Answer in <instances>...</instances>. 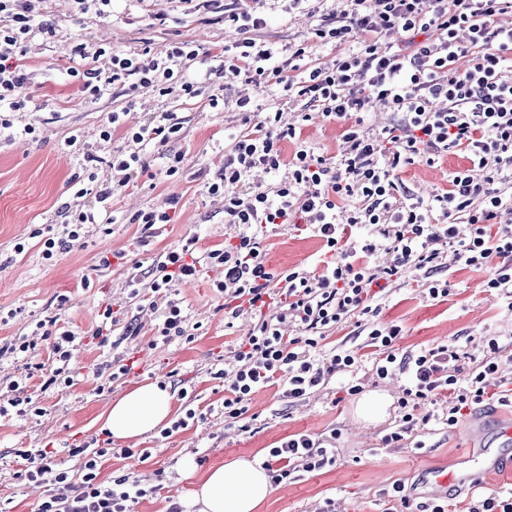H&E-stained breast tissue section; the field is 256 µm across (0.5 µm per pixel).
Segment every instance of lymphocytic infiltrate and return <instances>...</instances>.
Returning a JSON list of instances; mask_svg holds the SVG:
<instances>
[{
  "instance_id": "1",
  "label": "lymphocytic infiltrate",
  "mask_w": 512,
  "mask_h": 512,
  "mask_svg": "<svg viewBox=\"0 0 512 512\" xmlns=\"http://www.w3.org/2000/svg\"><path fill=\"white\" fill-rule=\"evenodd\" d=\"M509 12L512 0H349L347 11L311 31L316 40L339 46L334 66L315 67L301 77L293 69L305 48L285 50L258 41L256 34L266 25L261 14L225 12V26L236 33L224 49L225 68L244 74L258 88L280 87L307 105L295 124L283 122L278 111L255 122L249 99L239 100L242 121L250 130L233 136L223 170L208 184L210 194L224 197L225 223L240 228L236 242L200 258L190 238L181 249L163 253L151 269V288L164 302L158 329L162 340L185 334L183 310L172 296L175 284L198 279L208 266L224 273L215 286L228 299L225 318L254 317L237 350L236 367L214 373L224 382L225 425L250 431L248 401L269 384L280 383L283 397L297 402L333 375L350 371L357 360L354 352L338 351L325 363L314 358L317 337L352 316L369 314L380 282L420 271L428 280L429 296L436 299L449 292L443 277L447 252L477 268L489 266L492 256L512 255V224L501 219L512 210V197L495 188V174L488 169L492 159L512 163V81L502 77L503 67L512 62V27L496 23ZM0 13L7 17L0 25V105L15 112L25 106L31 83L21 58L36 32H50L51 26H35L25 0H0ZM394 34L407 40L408 51L393 48L388 38ZM104 53V48L85 43L67 49V73L88 98H102L132 75L140 86L163 96L196 94L193 84L180 77L198 57L192 43L162 54L146 47L113 55L106 72L96 66ZM379 103L393 108L399 119L378 136L366 135L365 116ZM314 109L340 124L345 144L341 157L314 154L303 140L302 125ZM179 131L166 113L132 131L136 150L112 163L121 174L118 187L127 185L128 174L142 169L140 147L167 144ZM287 141L295 147L288 161L281 154ZM456 150L466 153L471 166L449 173L446 192L411 201L399 196L396 171L418 157L431 165ZM283 168L288 171L285 179L246 189L255 171L275 174ZM267 224L310 232L322 240L327 256L315 271L273 274L253 234L255 227ZM366 225L381 227L390 242L385 266L368 262L377 246L359 236ZM289 319L298 323L302 336H285L283 325ZM400 333L396 325L367 329L368 346L381 354L377 376H406L398 399L403 428L387 435V442L401 441L414 426L430 422V415L419 412L422 402L439 405L442 422L453 426L464 411L492 396L489 379L499 375L503 364L497 339H485L484 357L467 371L449 345L396 354ZM80 453L83 469L72 476L55 469L46 450L20 451L25 479L65 487L62 493L50 492L38 512H131L145 497V489L125 475L108 488L97 483L105 449L85 445ZM335 463V453L323 440L296 433L269 448L262 466L279 484Z\"/></svg>"
}]
</instances>
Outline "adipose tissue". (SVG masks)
<instances>
[{
	"mask_svg": "<svg viewBox=\"0 0 512 512\" xmlns=\"http://www.w3.org/2000/svg\"><path fill=\"white\" fill-rule=\"evenodd\" d=\"M170 407L166 389L156 383L143 384L113 402L104 426L115 438H136L161 425ZM272 492L265 471L240 458L211 468L193 501L200 504V512H257Z\"/></svg>",
	"mask_w": 512,
	"mask_h": 512,
	"instance_id": "1",
	"label": "adipose tissue"
}]
</instances>
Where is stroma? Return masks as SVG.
I'll return each instance as SVG.
<instances>
[{"label": "stroma", "instance_id": "stroma-1", "mask_svg": "<svg viewBox=\"0 0 512 512\" xmlns=\"http://www.w3.org/2000/svg\"><path fill=\"white\" fill-rule=\"evenodd\" d=\"M236 10H257L267 20L259 37L280 47L304 45L309 62L329 67L336 60L334 46L312 40L310 31L322 15L345 10V0H313L310 10L289 9L288 0H223ZM36 20L52 22L53 34L36 36L24 59L32 76L29 100L11 113V128L0 130V392L10 381L25 379L24 395L33 398L39 414L0 417V512H35L48 493L18 477L16 452L53 450L58 469L76 474L83 459L71 455L79 444L108 442L112 454L102 458L97 480L111 485L126 475L152 491L134 504V512H165L169 501L190 503L207 471L234 459L259 462L266 448L294 434L314 437L337 433L336 464L305 479L275 486L258 512H318L333 499L336 512H399L400 502H388L383 490L402 483L411 503L425 499L424 480L434 469L460 471L483 449H499L494 404L467 411L452 427L433 421L415 427L402 441L385 444L386 435L400 426L396 401L399 379H379L373 371L376 352L365 344L355 321L326 332L315 355L329 358L334 350L353 349L358 361L353 372L332 377L305 400L291 403L278 385L253 393L250 413L256 414L255 433L224 425V382L213 378L212 368L232 362L234 349L248 333L251 319L244 316L233 327L224 324V295L213 286L216 271L178 286L187 316V333L157 342L161 311L147 272L156 257L181 247L187 238L198 240L200 250L222 247L238 227L224 222V199L209 194L208 182L224 167V147L230 134L241 129L237 101L249 96L253 104L277 103L285 121H293L302 102L288 101L279 92L246 84L243 76L225 72L221 51L234 37L225 29L215 7L195 8L184 0H111L105 14L81 11L76 0H31ZM104 47L99 67L110 64V52L132 53L151 48L163 52L181 42L200 48V56L184 78L201 90L191 100L139 89L127 95L125 86L93 101L78 90L66 74L65 51L74 43ZM224 101L211 109L210 95ZM124 112L127 127L137 128L168 112L181 127V137L166 145H150L143 152L145 171L133 174L128 185L115 192L106 206L113 221L90 224L83 237L67 251L47 260L45 238L61 233L72 208L94 209L96 193L112 186L118 173L113 157L131 149L122 133H108V117ZM79 135L76 148L64 142ZM185 155V172L178 181L167 180L169 153ZM463 152L445 154L438 163L419 158L397 174L401 195L428 196L448 186L449 171L468 167ZM94 175L87 195L74 197L75 182ZM170 211L172 223L154 227L144 236L142 225L132 223L139 211ZM24 244L16 253V244ZM271 271H313L320 254L319 238L293 231L284 224L269 227L262 238ZM109 266H99L101 256ZM489 267L475 268L449 261L452 290L447 299H431L422 281L404 274L377 298L376 323H397L403 329L400 350L415 352L441 344L456 345L466 365L483 357L485 337H497L503 354L512 355V307L483 286ZM141 280L140 300L129 297L132 277ZM116 318L107 341L97 330L104 308ZM55 320L57 328L72 331V385L46 386L55 367L52 338L36 334L39 321ZM31 343V350L11 351V344ZM128 365L129 375L115 379L114 366ZM167 387L172 396L170 421L184 415L185 404L196 411L194 421L172 435L153 430L131 439L108 437L102 425L117 397L141 384ZM360 385L361 394H387L391 403L383 420L363 421L357 407L361 395L347 389ZM124 448L132 457L121 456ZM512 491V473L484 478L466 488L443 489L441 499L450 512H467L476 501Z\"/></svg>", "mask_w": 512, "mask_h": 512}]
</instances>
